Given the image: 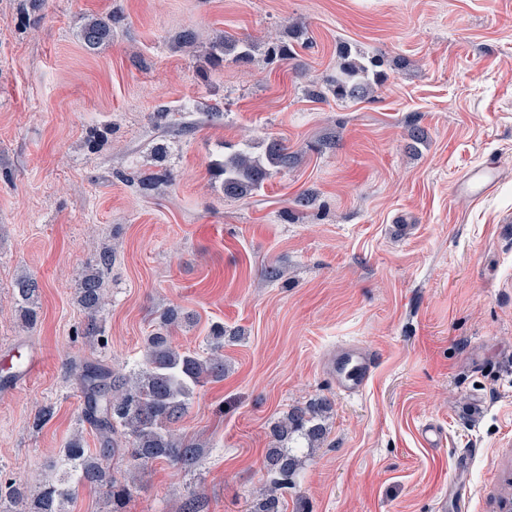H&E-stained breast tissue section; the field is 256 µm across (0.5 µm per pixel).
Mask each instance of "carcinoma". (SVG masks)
<instances>
[{
  "mask_svg": "<svg viewBox=\"0 0 512 512\" xmlns=\"http://www.w3.org/2000/svg\"><path fill=\"white\" fill-rule=\"evenodd\" d=\"M115 22L117 18L113 16L85 18L80 29L81 41L92 50L110 43ZM253 51L254 45L248 39L226 33L211 44L208 57L219 62L230 56L245 63L250 61ZM378 66L380 63L374 59L367 62L347 59L336 73L328 76L325 86L311 90V95L320 99L327 90L341 100L361 99L371 88L370 70ZM296 159L297 153L273 140L267 145L263 158L245 150L224 155V160L216 164V175L222 178L225 196L241 199L262 189L274 172L292 166ZM111 265L112 248L105 246L91 270L78 280V298L86 313L84 336L103 333V274ZM15 292L22 319L27 323L36 321L38 282L23 275L15 283ZM177 325V311H164L147 338L143 363L127 375H116L99 363L83 366L79 375L84 399L82 414L96 430L99 448L89 452L77 436L65 443L63 456L78 475L77 484L62 480L45 483L33 491L13 484L0 486V500L17 504L20 512H65V504L76 496L77 485L83 484L108 488L111 512H120L131 497L132 489L127 482L116 478L105 464L118 452L128 458L135 473L156 461L169 462L187 473L195 471L202 449L178 434L174 424L186 413L196 388L224 379V327L213 328L207 338L210 351L200 356L172 346L170 332ZM328 412V404L321 400L307 408L292 409L277 422L272 432L275 444L268 452L272 487L260 492L253 512H284V502L277 495V489L292 482L300 465L288 443L297 436L304 439L308 447H318L327 433Z\"/></svg>",
  "mask_w": 512,
  "mask_h": 512,
  "instance_id": "1",
  "label": "carcinoma"
}]
</instances>
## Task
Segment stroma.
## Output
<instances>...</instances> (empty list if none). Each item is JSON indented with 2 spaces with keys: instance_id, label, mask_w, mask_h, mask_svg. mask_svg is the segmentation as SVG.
Here are the masks:
<instances>
[{
  "instance_id": "obj_1",
  "label": "stroma",
  "mask_w": 512,
  "mask_h": 512,
  "mask_svg": "<svg viewBox=\"0 0 512 512\" xmlns=\"http://www.w3.org/2000/svg\"><path fill=\"white\" fill-rule=\"evenodd\" d=\"M19 4L0 0V482L59 479L72 437L98 448L80 364L137 369L171 308L191 317L171 333L179 350L206 353L224 326L226 371L176 425L204 447L197 470L148 465L123 512H176L192 491L205 512H251L272 426L319 398L329 433L297 449L286 512H496L512 489V0ZM115 11L111 43L87 49L84 18ZM224 32L255 43L250 63L209 64ZM279 41L288 63L266 53ZM344 51L379 58L385 81L360 100L311 98ZM161 110L189 127L161 133ZM274 139L297 163L225 197L213 163ZM488 160L494 191L457 193ZM106 245L104 333L90 339L76 288ZM24 274L40 287L32 326L15 303ZM346 344L377 357L354 397L323 370ZM33 355L40 371L12 386ZM428 423L443 445L424 446Z\"/></svg>"
}]
</instances>
